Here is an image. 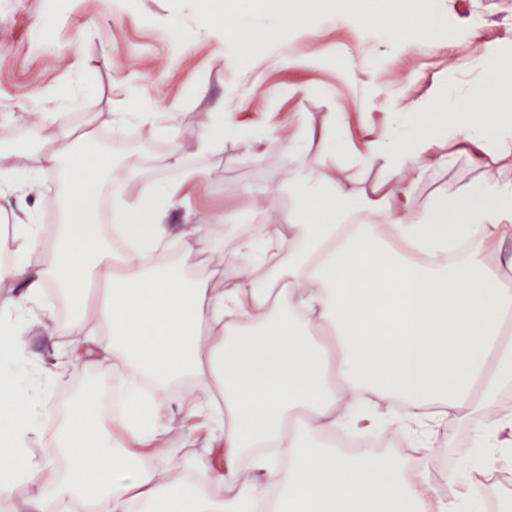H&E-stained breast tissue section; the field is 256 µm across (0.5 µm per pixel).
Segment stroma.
<instances>
[{"instance_id": "1", "label": "stroma", "mask_w": 512, "mask_h": 512, "mask_svg": "<svg viewBox=\"0 0 512 512\" xmlns=\"http://www.w3.org/2000/svg\"><path fill=\"white\" fill-rule=\"evenodd\" d=\"M326 8L307 40L280 47L281 55L300 53L314 46L341 59L335 68L291 71L270 65L261 77L239 61L232 47H225L223 63L214 60V42L201 21L202 0H0V172L18 175L11 208L17 215L30 214L52 232L48 218L56 202V180L29 173V158L43 144L31 133L34 112H66L74 126L84 115H98L97 139L111 148L115 161L112 178L100 190L99 204L112 203V193L122 186L125 169L132 168L141 181L163 183L177 177L167 164L171 148H178L188 164L207 169L206 184L190 193L181 207L168 212L165 228L170 249L185 246L192 225L204 224L211 250L202 260L216 271L210 285H224V253L238 238L254 234L258 226L253 211L264 205L266 186H281L273 204L284 210L291 204L287 191L304 155L286 154L279 139L268 134L269 124L284 123L289 113L306 117L315 136L326 132L330 111H348L354 127L381 123V108L357 112L367 82L381 84L388 97L406 104L426 96L436 75L454 72L459 85L475 81L480 43H512V0H436V11L449 34L423 40L407 56L390 55L383 34L355 38L336 21V0ZM475 31V38L457 42L459 31ZM370 57L383 58L382 69L349 72L351 64ZM133 82L162 106L176 107L180 114L178 138L134 119L135 107L122 88ZM131 115L122 137L111 140L110 116ZM224 150L205 154L200 140L225 115ZM260 132L265 137L262 158H244V135ZM438 153H453L454 164L429 170L415 188L412 204L423 207L448 198L462 186L479 181L483 168L479 150L469 143L441 144ZM231 212L234 224H214L210 218ZM69 331L56 328L45 333L36 318L26 321L25 359L0 360V380H15L32 393H51L50 405L38 407L33 417L37 435L33 449L38 456L51 455L46 447V425L58 418V406L72 403L75 381L91 383L95 371L85 358L69 354ZM165 425L163 442L173 462L205 456L209 446L203 419L182 421L159 410ZM451 433L427 465L430 470L455 469L462 457L460 440L472 439L471 419L448 417Z\"/></svg>"}]
</instances>
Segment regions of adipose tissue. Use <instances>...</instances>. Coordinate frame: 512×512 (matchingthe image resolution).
Masks as SVG:
<instances>
[{
	"label": "adipose tissue",
	"instance_id": "obj_1",
	"mask_svg": "<svg viewBox=\"0 0 512 512\" xmlns=\"http://www.w3.org/2000/svg\"><path fill=\"white\" fill-rule=\"evenodd\" d=\"M319 8V0H305L302 15L283 13L273 35L249 29L237 52L251 71H263L274 45L291 31L308 32ZM337 20L357 36L383 33L398 52L435 33L428 14L386 15L366 0H343ZM476 64L479 83L462 88L440 78L427 97L392 109L376 131L354 134L347 112H331L328 137L317 139L289 115L285 147L305 152L308 163L293 178L288 210L254 214L271 271L258 280L255 240L239 239L224 256L229 274L220 290L205 270L142 269V246L166 253L165 216L181 206L186 187L207 180V170L184 164L174 149L176 181L114 195L112 219L126 244L115 258L97 232L94 190L112 170L111 154L75 149L68 113H39L51 135L33 165L45 176L65 171L64 218L49 241L37 225L16 224L0 279H16L24 290L0 300V318L36 311L50 330L56 320L46 289L81 297L90 282L105 285L107 297L92 302V325L76 326L71 350L101 370L121 363L136 372L125 383L126 411L111 420L96 418L95 392L72 406L57 443L67 462L61 473L30 449L25 388L0 386V412L13 417L0 428V496L23 479L36 491L19 512H74L77 502L86 512H128L135 498L148 512H256L270 497L274 512H482L468 492L441 499L435 479L411 478L404 464L364 444L390 420L423 437L433 454L442 420L477 413L512 382V278L484 261L485 251L512 237V184L491 171L512 153V50L480 46ZM125 93L143 123L178 135L175 109L131 84ZM443 140L476 145L486 172L449 201L414 207L417 179L447 161L435 151ZM376 163L386 174L378 200H356L344 169L359 174ZM42 249L50 260L32 261ZM94 328L106 329V338L89 341ZM181 377L193 381L182 399L168 387ZM162 408L217 420L210 458L185 460L175 479L163 431L151 419ZM116 427L142 435L147 447L126 448L112 437ZM345 429L362 442L356 453L332 448ZM475 431L481 468L512 447V414L479 420ZM267 443L275 455L257 456L243 473L240 458ZM215 485L231 495L213 496Z\"/></svg>",
	"mask_w": 512,
	"mask_h": 512
}]
</instances>
